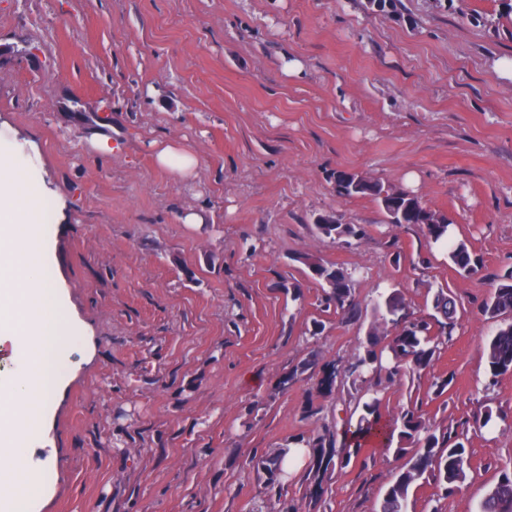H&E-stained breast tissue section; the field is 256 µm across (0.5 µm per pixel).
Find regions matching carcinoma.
I'll list each match as a JSON object with an SVG mask.
<instances>
[{"label":"carcinoma","mask_w":512,"mask_h":512,"mask_svg":"<svg viewBox=\"0 0 512 512\" xmlns=\"http://www.w3.org/2000/svg\"><path fill=\"white\" fill-rule=\"evenodd\" d=\"M336 192L342 198L372 196L380 200L390 224H418L421 219H434L436 212L428 209L418 197L406 194L394 198L384 194L378 182L369 183L355 173L338 170L335 175ZM441 224H424L422 229L431 244L448 241L446 257L463 276L478 271V259L464 241H452L447 216ZM317 233L326 238L341 239L358 233L353 224H317ZM296 260L303 263L311 276L320 283L326 309L353 319L360 309L355 302L350 278L342 269L327 265L309 254H301ZM435 315L443 317L441 328L432 330L430 319L410 317L402 294L393 290L379 295L373 303V321L367 336L371 343L364 353L355 357L342 372L330 365L323 371L320 389L332 394L337 386L350 384L365 387L368 400L361 404L355 430L343 433L327 431L310 436H293L288 443L258 458L253 468L264 488L272 490L288 483V471L284 462L290 448H307L309 469L314 484L309 489L312 500L318 497L321 478L329 468L345 467L350 457L335 458L337 442L346 448L360 450L370 444L385 453H393L397 459H407L390 481L376 512H408L409 504L422 484L433 481L448 494L467 478L471 469V456L464 443L455 440L448 432L437 433L426 419L422 406L410 403L397 417L382 418L378 407L382 384L393 385L402 378L420 373L433 365L440 346L448 341V332L457 323L458 304L448 289H438L432 300ZM484 316L499 321L494 336L487 340L484 351L490 379L512 373V270L500 275L489 296L482 305ZM391 355L392 365L382 364L376 352V342ZM480 512H512V466L501 469L498 482L486 493L480 504Z\"/></svg>","instance_id":"cac0c4a2"}]
</instances>
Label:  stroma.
Listing matches in <instances>:
<instances>
[{
	"mask_svg": "<svg viewBox=\"0 0 512 512\" xmlns=\"http://www.w3.org/2000/svg\"><path fill=\"white\" fill-rule=\"evenodd\" d=\"M503 56L512 0H401L391 13L370 0H0V147L39 158L20 192L56 202L42 231L80 329L24 461L44 478L39 512H277L251 458L344 429L358 396L322 394L324 368L363 352L379 294L426 316L441 286L463 313L379 410L425 402L471 452L459 488L437 499L427 486L415 512H479L512 463V374L490 378L497 324L481 313L512 269ZM291 58L299 74L285 73ZM154 141L187 146L194 173L159 168ZM339 169L448 215L478 272L461 276L420 226L387 224L373 197L339 198ZM195 211L204 223H183ZM328 214L359 235L319 236ZM304 253L348 273L359 318L322 312ZM310 401L319 418H304ZM397 466L369 447L327 472L317 504L304 466L287 496L299 512H373Z\"/></svg>",
	"mask_w": 512,
	"mask_h": 512,
	"instance_id": "35a3bbf8",
	"label": "stroma"
}]
</instances>
